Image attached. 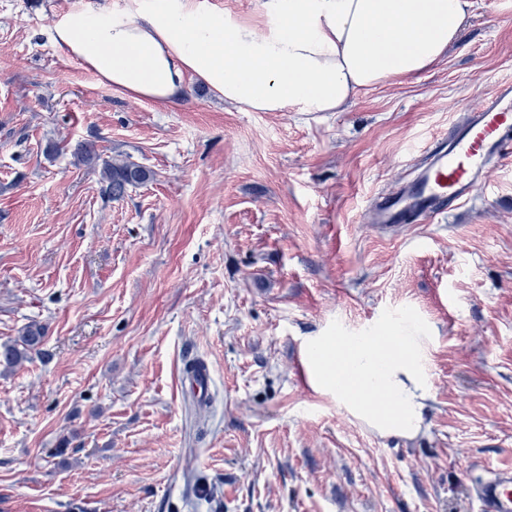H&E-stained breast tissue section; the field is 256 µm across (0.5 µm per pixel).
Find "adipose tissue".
<instances>
[{
    "label": "adipose tissue",
    "instance_id": "ef3b65f1",
    "mask_svg": "<svg viewBox=\"0 0 512 512\" xmlns=\"http://www.w3.org/2000/svg\"><path fill=\"white\" fill-rule=\"evenodd\" d=\"M478 0H264L262 26L198 0H125L101 12L73 7L55 43L115 91L167 102L186 77L254 112H340L357 94L434 67ZM312 384L384 435L411 437L423 421L429 369L415 333L310 337ZM389 405L373 407L372 393Z\"/></svg>",
    "mask_w": 512,
    "mask_h": 512
}]
</instances>
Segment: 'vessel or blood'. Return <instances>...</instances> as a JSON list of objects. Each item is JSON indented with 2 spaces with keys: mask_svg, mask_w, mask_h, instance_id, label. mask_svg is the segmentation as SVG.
Listing matches in <instances>:
<instances>
[{
  "mask_svg": "<svg viewBox=\"0 0 512 512\" xmlns=\"http://www.w3.org/2000/svg\"><path fill=\"white\" fill-rule=\"evenodd\" d=\"M512 152V83L500 84L448 134L434 139L416 163L412 178L376 194L370 203L375 223L413 224L448 213L472 197L492 161ZM182 382L197 408L213 402V368L200 356L186 359ZM479 512H512V470L486 471L475 482Z\"/></svg>",
  "mask_w": 512,
  "mask_h": 512,
  "instance_id": "vessel-or-blood-1",
  "label": "vessel or blood"
}]
</instances>
